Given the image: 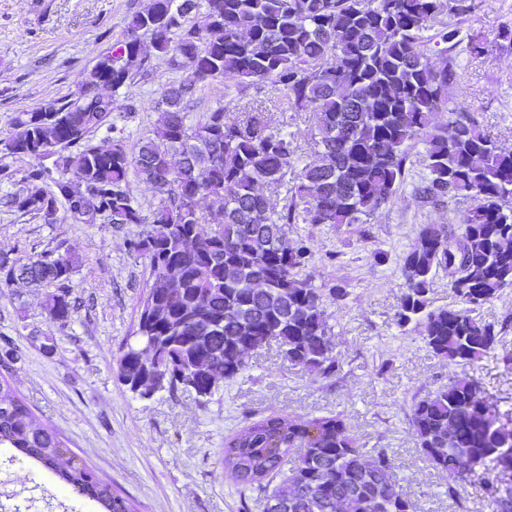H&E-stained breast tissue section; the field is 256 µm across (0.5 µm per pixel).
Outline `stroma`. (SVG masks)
<instances>
[{
    "mask_svg": "<svg viewBox=\"0 0 512 512\" xmlns=\"http://www.w3.org/2000/svg\"><path fill=\"white\" fill-rule=\"evenodd\" d=\"M149 0H0V139L18 113L39 103L75 99L102 55L123 40L130 16ZM512 26V0H475L461 36L483 35L479 57L460 56V87L467 103L504 148L512 150V47L495 44ZM130 86L113 97L108 127L95 144L153 137L163 90L183 79L170 56L147 49ZM281 86L262 82L226 89L223 79L201 84L189 115L198 121L219 105L230 117H260L270 130L288 132L299 164L317 157L310 113L287 110ZM424 146L409 151L405 180L393 203L364 224H300L289 239H306L312 259L305 270L318 288L346 296L327 301L332 343L341 365L336 377L291 365L277 342L253 352L248 368L213 395L161 392L148 400L128 394L117 374L119 348L131 336L150 284L148 260L130 244L144 225L84 224L59 210L58 220L0 206V253H76L81 265L70 283L76 310L67 326L52 322L45 300L55 285L0 290V359L8 361L19 395L36 417L139 512H262L257 492H241L218 462L226 435L253 413L290 418L341 416L359 447L389 449L393 477L409 493L415 512H491L482 483L467 486L463 502L449 499L448 478L418 450L406 415L414 395L447 384L453 371L433 355L415 330L403 331L393 313L403 291L398 258L421 225L459 224L472 206L467 197L432 205L414 192L426 174ZM386 262H377L375 253ZM484 320L501 325L495 351L475 365L488 394L512 414V288L486 304ZM388 372H380L382 362ZM0 507L5 512H97L94 503L65 492L56 477L14 449L0 447Z\"/></svg>",
    "mask_w": 512,
    "mask_h": 512,
    "instance_id": "obj_1",
    "label": "stroma"
}]
</instances>
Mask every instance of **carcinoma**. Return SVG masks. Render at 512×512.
Instances as JSON below:
<instances>
[{"mask_svg":"<svg viewBox=\"0 0 512 512\" xmlns=\"http://www.w3.org/2000/svg\"><path fill=\"white\" fill-rule=\"evenodd\" d=\"M442 0H152L135 13L124 39L90 70L74 100L46 102L20 113L15 132L0 140L7 155L30 164L21 178L0 165V184L21 188L0 203L58 220V202L83 223L146 224L132 249L149 261L152 287L142 301L134 340L117 358L118 378L132 389L140 377L158 380L171 395L188 391L180 375L210 362L214 376L232 380L250 354L275 339L288 362L331 378L339 360L331 343L324 292L303 275L311 252L298 239L286 249L293 224H365L393 201L404 180L408 150L425 146L427 177L415 188L433 203L469 197L473 206L459 232L425 224L400 259L404 291L393 315L427 348L458 369L446 385L413 401L408 422L417 448L448 475V498L462 501L477 472L512 476V422L498 400L464 368L494 352L499 330L479 316L482 305L512 288V152L483 128L477 112L456 101L460 75L447 55L461 43L455 24L435 34L448 47L428 57ZM202 13L201 21L186 18ZM177 39H172L174 32ZM169 54L186 76L163 92L158 121L162 145L139 141L108 147L92 133L109 124L112 96L143 63L141 36ZM222 77L239 87L271 81L286 90L288 107L314 114L317 160L297 168L288 134L258 117H227L219 105L187 125L199 84ZM447 109L440 122L437 113ZM78 148V153L62 151ZM56 155L55 169L43 160ZM177 161H171V156ZM158 199L149 213L134 205L129 174ZM265 183L286 188L288 203L269 205ZM181 281L170 293L155 287L170 266ZM75 253L0 255V288L54 282L69 287ZM460 300L458 313L434 307L437 272ZM51 320L75 311L65 294L46 302ZM152 349L148 362L141 347ZM55 471L61 485L95 501L104 512L135 505L84 463L59 467L65 444L33 419L11 378L0 375V446ZM298 454L290 468L288 456ZM462 460L470 470L459 468ZM221 463L235 483L256 491L263 512H410L395 493L387 448L366 452L339 416L246 418L224 438ZM492 512H512V485H485Z\"/></svg>","mask_w":512,"mask_h":512,"instance_id":"cac0c4a2","label":"carcinoma"}]
</instances>
